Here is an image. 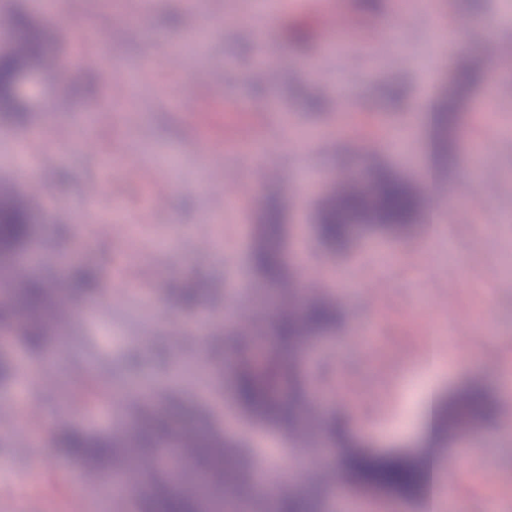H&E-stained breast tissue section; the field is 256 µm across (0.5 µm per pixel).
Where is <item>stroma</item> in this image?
<instances>
[{
	"instance_id": "35a3bbf8",
	"label": "stroma",
	"mask_w": 512,
	"mask_h": 512,
	"mask_svg": "<svg viewBox=\"0 0 512 512\" xmlns=\"http://www.w3.org/2000/svg\"><path fill=\"white\" fill-rule=\"evenodd\" d=\"M40 0H0V45L7 19L26 12L46 36L58 66L45 74L24 118L0 112V191L27 195L10 159L26 141L42 178L32 199L33 252L29 276L63 283L84 264L99 273L104 306L87 316L78 303L64 329V348L49 344L39 365H55L67 351L68 404L57 391L31 393L18 403L11 428L0 431V512H137L132 496L105 497L82 468L48 446L64 422L94 431L127 420L114 409L118 389L137 394L156 386L181 392L216 429L246 447L269 440L291 442L249 418L234 397L237 353L226 347L215 365L204 335H226L227 308L252 323L265 295L254 278L249 251L261 207L278 196L285 232L282 247L300 287L334 298L341 319L314 337L300 370L310 389L330 397L316 415L326 427L343 422L344 439L326 457L329 482L315 487L319 512H338L339 497L353 512H429L426 498L401 499L348 480L341 449L404 452L426 457L438 447L422 439L421 393L435 343H442L444 373L436 384L449 398L480 386L498 401L492 419L468 424L465 464L452 498L462 512H512V433L503 415L512 408V68L494 69L489 38L512 42L499 26L505 0H440L464 29L463 52L492 76L464 99L455 130L456 166L449 175L460 204L446 222L417 224L406 233L362 232L342 251L321 244L318 204L337 175L380 164L413 177L427 172L428 114L421 105L448 84L447 50L433 41V17L424 11L399 23V47L368 49L376 20L358 0H301L252 27L254 0H201L189 15L182 0H157L143 29L126 24L139 0H63L44 14ZM313 26L317 39L301 49L284 35L286 23ZM101 30L103 47L83 43L86 27ZM207 41L185 54L179 71L167 51L199 29ZM105 55L113 69L142 70L138 87L105 82L90 58ZM154 67L144 71L146 58ZM265 59L276 78L265 87L254 65ZM404 85L408 101L392 109L382 96ZM193 99L192 109L172 104L174 94ZM411 128L414 142L392 151L388 134ZM317 131L315 142L296 139ZM484 146L474 158L471 144ZM136 159L137 173L115 176L98 198L88 187L101 181L110 159ZM311 178L309 199L298 180ZM125 212V229L113 236V207ZM207 226L209 240L195 234ZM201 285L194 305L180 289ZM119 287L137 289L120 305L108 302Z\"/></svg>"
}]
</instances>
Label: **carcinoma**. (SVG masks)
Returning a JSON list of instances; mask_svg holds the SVG:
<instances>
[{
	"instance_id": "carcinoma-1",
	"label": "carcinoma",
	"mask_w": 512,
	"mask_h": 512,
	"mask_svg": "<svg viewBox=\"0 0 512 512\" xmlns=\"http://www.w3.org/2000/svg\"><path fill=\"white\" fill-rule=\"evenodd\" d=\"M10 28L11 41L0 48V110L22 114L28 108L17 92L19 78L31 71L44 72L49 58L42 31L26 15H13ZM286 37L309 43L315 32L307 26L291 24ZM481 77L477 59H457L451 69L453 89L438 96L430 106V138L439 167L454 166L453 133L460 121V102ZM424 211V196L414 183L390 168L376 167L357 178L335 182L323 196L316 224L323 243L340 249L360 231L405 232L419 222ZM259 227L251 256L252 270L277 295L293 294L296 310L272 308L269 335L275 337V349L261 372L250 363L248 352L242 353L235 393L247 413L293 431L312 422L296 356L309 337L336 326L339 311L332 301H302L296 296L295 274L280 247L283 224L275 202L267 204ZM31 237V209L17 198L0 199V268L9 270ZM5 292L10 298H0V329L15 330L25 347L38 355L50 339V322L59 305L68 300L94 299L99 293V275L95 267L84 265L72 271L69 288L63 293L48 288L41 280H30L22 288H7ZM283 380L291 387L286 398L276 394ZM166 399L170 404L163 411L161 402L146 396L135 423L121 434L66 426L51 436V447L85 469L109 478L129 461H140L142 466L133 480L138 487L139 512H207L219 501L224 483V438L208 422H197L189 428L179 426L181 407L172 395H166ZM495 411V401L483 390L472 388L454 402L436 398L430 418L438 436L457 424L489 418ZM343 466L355 480L404 497H420L432 484L431 463L409 455L358 452L346 456ZM236 480L242 498L252 499L248 466L239 467ZM273 508L274 512H317L318 502L311 496L286 499L276 494Z\"/></svg>"
}]
</instances>
